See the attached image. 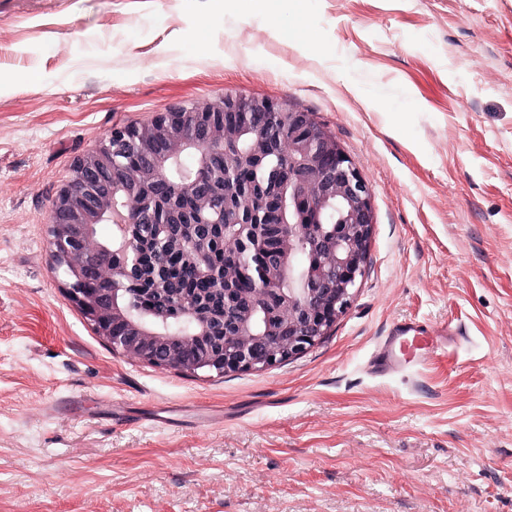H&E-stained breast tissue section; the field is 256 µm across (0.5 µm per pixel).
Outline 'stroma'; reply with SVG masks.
Here are the masks:
<instances>
[{"label": "stroma", "instance_id": "stroma-1", "mask_svg": "<svg viewBox=\"0 0 512 512\" xmlns=\"http://www.w3.org/2000/svg\"><path fill=\"white\" fill-rule=\"evenodd\" d=\"M227 93L336 136L372 240L316 344L183 373L96 334L49 217L113 128ZM403 322L447 350L376 371ZM0 512H512V0H0Z\"/></svg>", "mask_w": 512, "mask_h": 512}]
</instances>
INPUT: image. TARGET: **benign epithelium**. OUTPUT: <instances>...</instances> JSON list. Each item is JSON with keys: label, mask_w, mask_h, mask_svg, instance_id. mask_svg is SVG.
Segmentation results:
<instances>
[{"label": "benign epithelium", "mask_w": 512, "mask_h": 512, "mask_svg": "<svg viewBox=\"0 0 512 512\" xmlns=\"http://www.w3.org/2000/svg\"><path fill=\"white\" fill-rule=\"evenodd\" d=\"M282 158L265 194L271 212L259 215L249 186L237 176L264 162L270 147ZM206 183L209 196L182 210L188 224L223 226L222 269L207 261L206 245H178L201 272L224 284L240 278L261 288L259 302L224 330L213 349L214 323L193 308L185 320L195 332L174 336L167 321L153 323L136 307L132 279L140 243L97 239L98 224H153L156 235L172 233L156 222L160 208H174ZM274 220L281 227L274 262L252 225ZM374 215L371 189L336 137L312 113L286 101L226 94L202 104L174 107L139 126L116 128L73 165L67 185L52 204L50 251L72 297L112 349L154 366L182 372L263 369L304 352L328 334L350 305L363 276ZM317 257L308 267L297 253ZM121 257V267L112 259ZM97 288L85 287L89 275ZM177 345L197 348L184 360Z\"/></svg>", "instance_id": "obj_1"}]
</instances>
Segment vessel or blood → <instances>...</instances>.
<instances>
[{
  "label": "vessel or blood",
  "mask_w": 512,
  "mask_h": 512,
  "mask_svg": "<svg viewBox=\"0 0 512 512\" xmlns=\"http://www.w3.org/2000/svg\"><path fill=\"white\" fill-rule=\"evenodd\" d=\"M447 344V337L433 335L419 324L399 323L380 341L374 362L386 371L418 367Z\"/></svg>",
  "instance_id": "obj_1"
}]
</instances>
